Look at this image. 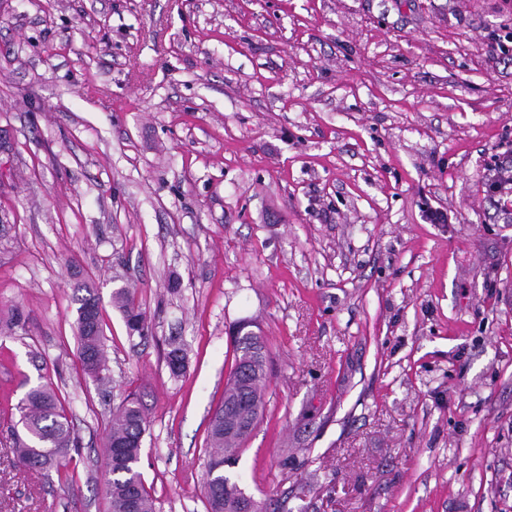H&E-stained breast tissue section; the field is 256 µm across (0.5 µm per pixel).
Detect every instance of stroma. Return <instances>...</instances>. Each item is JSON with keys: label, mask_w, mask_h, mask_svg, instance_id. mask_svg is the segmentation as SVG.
<instances>
[{"label": "stroma", "mask_w": 512, "mask_h": 512, "mask_svg": "<svg viewBox=\"0 0 512 512\" xmlns=\"http://www.w3.org/2000/svg\"><path fill=\"white\" fill-rule=\"evenodd\" d=\"M497 158L512 160V0H0V321L24 319L0 332V512H109L101 448L129 395L157 512H207L242 323L270 383L224 472L255 499L512 512ZM88 281L101 384L78 358ZM39 384L80 448L21 470L12 429ZM112 303L118 308L125 319L130 335L137 333L139 336L145 335V316L143 312L135 306L130 291L126 288H119L112 292Z\"/></svg>", "instance_id": "obj_1"}]
</instances>
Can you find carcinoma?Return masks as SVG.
<instances>
[{"instance_id": "cac0c4a2", "label": "carcinoma", "mask_w": 512, "mask_h": 512, "mask_svg": "<svg viewBox=\"0 0 512 512\" xmlns=\"http://www.w3.org/2000/svg\"><path fill=\"white\" fill-rule=\"evenodd\" d=\"M76 328L80 359L84 371L100 377L106 357L103 344L101 299L96 289H78ZM112 303L125 319L129 334L145 335V316L135 306L130 291L119 288L112 292ZM253 336L237 332L234 338L235 361L224 386V400L214 411L209 423L212 456L207 465L205 492L210 512H234L230 504L245 494L239 483L224 474V463L240 449L248 434L237 431L224 433V419L247 420L257 426L264 409V394L268 386L267 352L251 351ZM167 367L174 375L186 368L184 348L177 342L165 356ZM20 419L26 439L18 440L16 457L27 469H47L59 466L70 454L74 435L56 394L41 385L30 389L20 407ZM145 417L142 407L126 400L112 412L105 436L106 479L104 489L112 512H156L155 502L147 492L138 470Z\"/></svg>"}]
</instances>
